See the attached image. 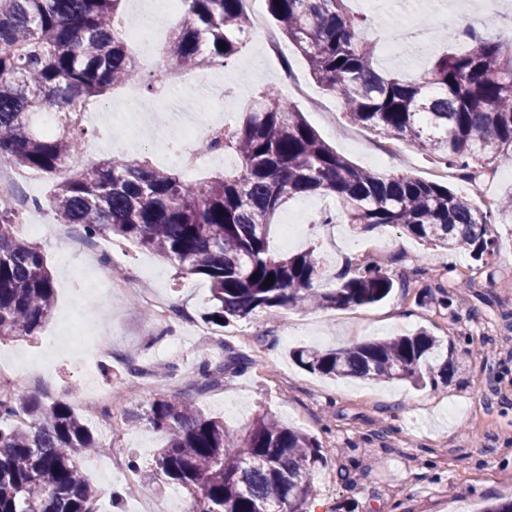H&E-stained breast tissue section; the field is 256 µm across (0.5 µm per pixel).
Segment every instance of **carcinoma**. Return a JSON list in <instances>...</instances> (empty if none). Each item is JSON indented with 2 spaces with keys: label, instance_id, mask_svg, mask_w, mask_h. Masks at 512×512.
<instances>
[{
  "label": "carcinoma",
  "instance_id": "obj_1",
  "mask_svg": "<svg viewBox=\"0 0 512 512\" xmlns=\"http://www.w3.org/2000/svg\"><path fill=\"white\" fill-rule=\"evenodd\" d=\"M123 0H0V157L49 176L82 149L76 104L97 100L135 71L116 32ZM244 0H182L187 16L168 43L184 70L233 65L252 31ZM279 31L306 59L349 122L404 142L461 170L512 164V38L481 39L448 53L416 81L384 73L371 25L348 0H265ZM224 153L236 166L203 186L144 157L114 155L54 186L62 224L89 238L112 233L209 283L207 321L222 327L257 310L349 309L386 298L396 281L382 266H357L336 287H315L314 250L279 254L267 235L296 194L340 203L348 223L369 232L404 229L428 247L464 249L488 264L497 254L491 225L512 222V189L492 214L469 196L404 174L366 171L340 156L292 101L260 91L236 124L224 125ZM13 198L0 193V339L33 336L52 315L55 284L38 243L19 236ZM273 283L265 285L267 276ZM299 365L333 379L408 381L424 388L448 370L428 330L321 351L300 347ZM250 359L229 355L199 367L197 390ZM23 415L19 427L14 418ZM165 437L139 483L158 479L186 494L189 512H309L324 459L310 434L262 412L239 436L224 422L160 389L134 415ZM100 443L64 400L46 404L25 391H0V512H94L96 487L83 459Z\"/></svg>",
  "mask_w": 512,
  "mask_h": 512
}]
</instances>
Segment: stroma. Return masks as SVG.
I'll return each mask as SVG.
<instances>
[{"instance_id":"obj_1","label":"stroma","mask_w":512,"mask_h":512,"mask_svg":"<svg viewBox=\"0 0 512 512\" xmlns=\"http://www.w3.org/2000/svg\"><path fill=\"white\" fill-rule=\"evenodd\" d=\"M450 18L488 37L506 36L512 34V0H477ZM402 44L397 54H379L377 63L412 78L423 76L435 56L460 47L455 40L426 37L421 26L404 30ZM280 58L252 35L241 61L223 71V102L209 100L188 84L174 98L180 111L197 121L219 109L225 122H234L257 91L279 88ZM126 93L123 87L113 89L101 102V114L86 121V140L94 149L82 156L81 167L109 158L108 145L118 132L128 135L132 152L165 167L161 148L181 135V128L161 110L146 121L134 108L126 119L114 117L112 104ZM307 99L298 97L294 103L320 136L338 154L374 170L371 156L379 137L341 114L335 125H328ZM322 202L319 195L288 199L274 218L271 249L283 252L287 220L301 224L294 249H315L323 262L320 283L329 288L346 264H358L355 247L384 236L391 246L374 260L393 278L405 280V287L373 305L257 312L220 328L202 319L209 299L205 279L181 274L137 241L99 236L100 256L65 261L53 239L41 236L37 242L55 278V311L36 339L0 341V362L15 363L19 388L48 403L65 399L78 407L92 390L119 386L124 356L135 358L144 374L136 381V398L123 401L122 431L112 446L142 467L151 463L164 439L147 425H131V416L162 388L223 418L231 432L265 410L314 436L327 460L315 481V512H477L485 500H511L512 224L493 225L499 251L485 265L459 251L426 249L397 227L360 231L341 212L336 215L341 232L330 235L320 222ZM116 270L135 272L137 288L172 305L184 324L158 335L143 318L142 301L110 297ZM445 292L451 305L443 309L437 300ZM85 318L111 339V356H97L89 344L74 343L70 329ZM421 326L441 340L454 365L447 381L433 388L407 381H333L299 367L289 356L302 345L341 348ZM231 351L250 357L251 366L225 373L222 385L204 392L184 384L183 375L196 372L202 361L225 360ZM228 402L236 406L231 417L224 413ZM84 470L100 491L96 512H138L144 500L154 512H166V497L174 491L170 485L133 487L117 479L98 455L85 461Z\"/></svg>"}]
</instances>
